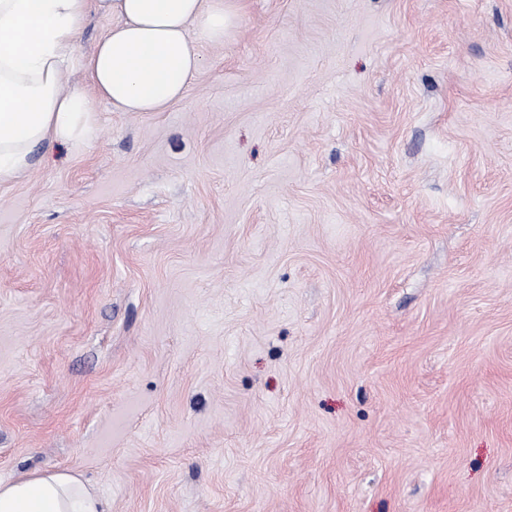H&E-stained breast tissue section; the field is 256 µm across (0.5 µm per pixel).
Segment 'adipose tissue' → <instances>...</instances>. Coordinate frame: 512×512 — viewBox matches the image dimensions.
Here are the masks:
<instances>
[{"mask_svg": "<svg viewBox=\"0 0 512 512\" xmlns=\"http://www.w3.org/2000/svg\"><path fill=\"white\" fill-rule=\"evenodd\" d=\"M234 0H0V183L25 176L47 145L78 149L98 135L93 100L119 112H161L183 99L220 43ZM115 18L81 51L89 13ZM83 80H74V72ZM0 512H107L75 475L0 481Z\"/></svg>", "mask_w": 512, "mask_h": 512, "instance_id": "adipose-tissue-1", "label": "adipose tissue"}]
</instances>
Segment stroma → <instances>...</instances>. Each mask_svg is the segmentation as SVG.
<instances>
[{
	"instance_id": "obj_1",
	"label": "stroma",
	"mask_w": 512,
	"mask_h": 512,
	"mask_svg": "<svg viewBox=\"0 0 512 512\" xmlns=\"http://www.w3.org/2000/svg\"><path fill=\"white\" fill-rule=\"evenodd\" d=\"M200 53L0 184V480L512 512V0H236Z\"/></svg>"
}]
</instances>
